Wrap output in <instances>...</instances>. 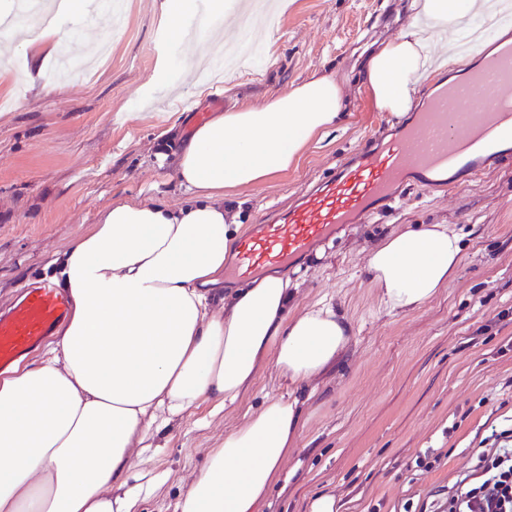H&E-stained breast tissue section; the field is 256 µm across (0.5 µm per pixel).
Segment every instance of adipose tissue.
Wrapping results in <instances>:
<instances>
[{"label":"adipose tissue","mask_w":512,"mask_h":512,"mask_svg":"<svg viewBox=\"0 0 512 512\" xmlns=\"http://www.w3.org/2000/svg\"><path fill=\"white\" fill-rule=\"evenodd\" d=\"M457 0H405L399 33L362 66L375 106L403 117L410 85L458 62ZM88 0H65L13 38L41 60L69 40ZM339 72L313 74L259 107L197 126L176 177L188 193L112 203L57 258L71 315L38 360L0 376V512H137L155 490L141 466L151 435L207 399L240 401L265 358L299 386L347 351L350 322L327 301L293 310L287 277L269 274L230 294L217 287L242 224L230 190L296 164L312 138L343 125ZM448 224L392 234L364 274L389 312L413 311L447 288L463 258ZM295 398L267 400L210 449L180 512H259L294 444Z\"/></svg>","instance_id":"obj_1"}]
</instances>
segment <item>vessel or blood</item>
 <instances>
[{"instance_id": "1", "label": "vessel or blood", "mask_w": 512, "mask_h": 512, "mask_svg": "<svg viewBox=\"0 0 512 512\" xmlns=\"http://www.w3.org/2000/svg\"><path fill=\"white\" fill-rule=\"evenodd\" d=\"M512 158V42L500 44L459 79L444 85L398 137L359 148L335 173L318 181L270 223L238 245L224 274L249 277L266 267H287L315 242L347 224L366 223L410 182L431 191L449 172L450 187L463 186L487 167ZM63 288L43 281L23 288L0 310V370L39 347L69 317Z\"/></svg>"}]
</instances>
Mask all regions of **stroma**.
Segmentation results:
<instances>
[{
  "mask_svg": "<svg viewBox=\"0 0 512 512\" xmlns=\"http://www.w3.org/2000/svg\"><path fill=\"white\" fill-rule=\"evenodd\" d=\"M287 2L266 57L239 43L236 63L214 75L198 71L196 37L167 40L161 0H126L118 36L98 24L104 49L79 78H66L58 57L43 60L46 90L30 85V60L0 39L1 310L23 285L51 278L54 258L112 202L180 205L178 156L214 113L262 105L325 66L349 76L345 126L314 139L287 172L242 190L246 233L354 149L399 129L358 83L365 46L399 30L396 0ZM416 224L461 228L465 258L438 297L390 313L362 267L373 246ZM287 275L298 306L333 299L353 339L307 386L302 429L263 512H311L322 495L337 512H435L439 490L492 447L491 431L512 429V160L451 192L404 189L388 211L346 225ZM288 393L268 362L239 403L218 411L205 401L174 418L154 439L146 468L158 486L141 512H178L209 449L247 409Z\"/></svg>",
  "mask_w": 512,
  "mask_h": 512,
  "instance_id": "obj_1",
  "label": "stroma"
}]
</instances>
